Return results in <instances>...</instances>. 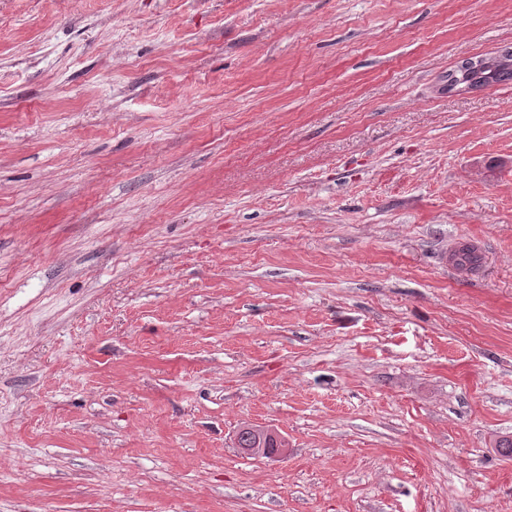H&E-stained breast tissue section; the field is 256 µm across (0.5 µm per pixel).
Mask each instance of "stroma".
Returning <instances> with one entry per match:
<instances>
[{"label": "stroma", "instance_id": "1", "mask_svg": "<svg viewBox=\"0 0 512 512\" xmlns=\"http://www.w3.org/2000/svg\"><path fill=\"white\" fill-rule=\"evenodd\" d=\"M508 49L512 0H0V512H512V83L446 89ZM272 442L275 443L276 447H284L283 452L279 455H268L267 457V451L265 448ZM255 443V448H252L254 444V435L252 431L249 429L239 430L237 434L238 448L249 455L263 456L266 458H280L288 453L287 441L282 437L281 433L274 428L261 426V430L258 433Z\"/></svg>", "mask_w": 512, "mask_h": 512}]
</instances>
